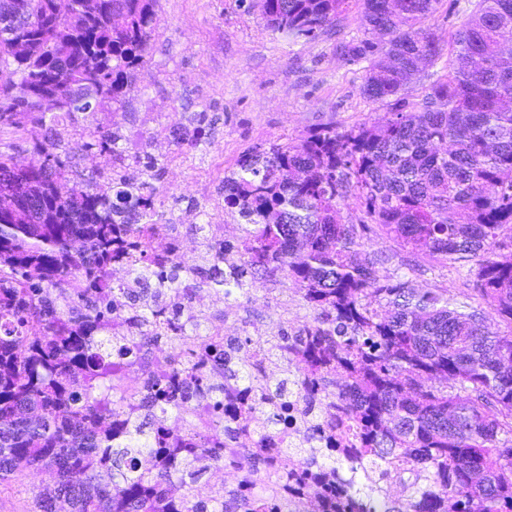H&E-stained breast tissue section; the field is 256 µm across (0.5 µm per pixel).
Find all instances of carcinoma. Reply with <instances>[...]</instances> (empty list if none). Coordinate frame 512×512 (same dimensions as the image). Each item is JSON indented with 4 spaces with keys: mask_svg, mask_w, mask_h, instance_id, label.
Instances as JSON below:
<instances>
[{
    "mask_svg": "<svg viewBox=\"0 0 512 512\" xmlns=\"http://www.w3.org/2000/svg\"><path fill=\"white\" fill-rule=\"evenodd\" d=\"M22 17L0 27V127L43 129L35 161L18 167L0 152V178L21 200L0 194V485L36 467L54 475L35 495L37 512H289L286 490L306 480L302 466L325 474L348 466L364 481L336 500V512H512V0H476L454 33L448 79L421 102L410 83L442 48L421 27L437 0H363L364 37L341 47L365 62L362 94L391 101L390 111L351 129L329 127L300 141L242 153L224 177V207L243 221L244 249L227 268L209 259L174 266L165 288L189 298L207 288L225 302L251 296L264 277L291 281L311 321L298 335L267 342L286 366L299 398L321 400L324 422L352 430L350 455L329 448H262L273 418L212 388L234 409L247 435L237 449L247 468L237 487L210 496L203 475L224 463V449L176 433L187 408L176 385L205 384L190 369L160 380L156 404L138 417L126 401L100 392L120 366L105 350L126 337L109 333L114 312L139 311L140 347L165 340L194 359L199 322L161 334L160 257L137 267L138 287L102 288L118 249L158 234L152 198L164 166L145 188L104 171L72 180L56 126L124 103L130 78L149 67L159 0H16ZM346 0H250L272 31L290 39L333 25ZM93 96L60 104L57 85ZM118 133L104 127L85 145L125 161ZM107 184L103 189L101 184ZM354 201L357 224L341 219ZM376 227L413 255L442 259L473 278L458 299L442 288H415L361 258ZM241 355L224 383L246 390L259 380ZM407 493L393 499L392 477Z\"/></svg>",
    "mask_w": 512,
    "mask_h": 512,
    "instance_id": "obj_1",
    "label": "carcinoma"
}]
</instances>
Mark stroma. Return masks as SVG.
Returning a JSON list of instances; mask_svg holds the SVG:
<instances>
[{
  "label": "stroma",
  "instance_id": "35a3bbf8",
  "mask_svg": "<svg viewBox=\"0 0 512 512\" xmlns=\"http://www.w3.org/2000/svg\"><path fill=\"white\" fill-rule=\"evenodd\" d=\"M475 0H439L423 20L444 51L441 59L416 76L411 100L419 102L425 89L446 77L452 61L448 36L474 9ZM362 0H349L333 31L313 38L288 39L268 29L258 12L245 10L240 0H160L158 23L150 41V64L126 89L123 108L99 113L109 129L135 126L144 105H152L168 129L181 128L186 115L203 112L212 122L213 137L199 153L223 155L225 168L252 149L295 141L331 125L352 128L388 112L387 104L360 93L364 66L347 62L336 52L340 40L363 35ZM84 123L76 116L60 124L74 176L83 178L111 162L110 157L85 148L74 132ZM162 183L175 197L174 215L184 240L196 237L201 218L197 206L224 193L221 184H203L193 170L165 168ZM197 206H188V198ZM421 288H444L456 295L466 287L457 269L446 262L419 257ZM213 318L231 314L246 330L276 329L287 317L289 332L309 320L292 284L280 277L263 280L250 298L225 309L211 305ZM52 482L43 470H29L22 483L0 491V512H35L34 496Z\"/></svg>",
  "mask_w": 512,
  "mask_h": 512
}]
</instances>
